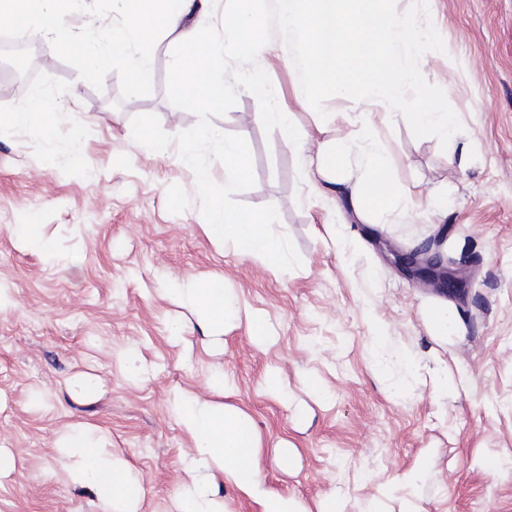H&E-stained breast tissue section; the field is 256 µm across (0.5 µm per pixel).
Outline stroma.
Masks as SVG:
<instances>
[{
    "mask_svg": "<svg viewBox=\"0 0 512 512\" xmlns=\"http://www.w3.org/2000/svg\"><path fill=\"white\" fill-rule=\"evenodd\" d=\"M283 7L267 0L257 63L282 108L309 132L313 152L323 140L352 138L360 109L348 96L305 100L302 69L283 57L291 40L278 22ZM391 7L428 38L426 50L400 58L401 67L417 68L413 111L453 113L460 136L452 143L435 129L418 130L411 117L373 109L391 148V187L405 199L390 217L361 218L343 197L311 191L281 131L257 120L253 94L238 90L235 106L211 120L250 147L256 183L237 199L276 207L275 229L302 260L283 274L204 236L196 179L179 164L177 143L159 152L133 138L138 115L157 116L173 138L198 121L168 99L169 40L147 47L154 78L136 92L125 80L126 55L87 81L78 57L42 40L23 84L0 58V113L40 93L52 114L48 125L0 135V282L16 300L0 313V448L14 457L0 476V512H98L94 493L73 487L62 470L56 443L71 428L91 430L130 464L142 488L139 512H169L190 479L183 459L191 441L167 397L182 388L209 398L204 381L216 370L235 381L229 401L261 434L267 483L304 503L336 491L346 496L345 512H358L422 459L414 493L424 512H512V472L482 466L512 459V0ZM74 142L86 158L78 169L69 157ZM11 224L42 225L60 261L23 246ZM333 224L345 226V239L330 240ZM425 245L465 258L463 296L424 288L395 266V253ZM213 276L268 317L275 345L257 349L239 327L212 351L195 317L160 293L169 280ZM440 303L458 320L443 344L424 319ZM178 316L186 328L176 341L168 322ZM381 329L388 340L379 368L372 338ZM124 345L150 366L146 380L132 379L114 358ZM402 351L439 357L456 390L436 396L428 379L395 362ZM273 369L302 401L301 379L314 375L329 402L298 419L266 393ZM81 375L97 378L94 395L71 394ZM283 441L298 450L286 466L276 458Z\"/></svg>",
    "mask_w": 512,
    "mask_h": 512,
    "instance_id": "1",
    "label": "stroma"
}]
</instances>
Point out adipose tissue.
Segmentation results:
<instances>
[{
  "label": "adipose tissue",
  "mask_w": 512,
  "mask_h": 512,
  "mask_svg": "<svg viewBox=\"0 0 512 512\" xmlns=\"http://www.w3.org/2000/svg\"><path fill=\"white\" fill-rule=\"evenodd\" d=\"M79 2L0 0V17L12 18L19 32L49 38L65 53L83 59L84 75L89 79L103 73L115 54L137 50L126 72L133 91L153 80L141 48L158 37H171L178 85L188 101L208 111L221 109L230 90L222 54L263 47L255 36L261 0H230L220 44L193 21L204 0H113L121 22L105 26L92 40L65 25ZM280 23L302 46L308 98L353 95L367 107L377 104L394 112H410L405 92L410 75L398 67L397 60L408 46H422L426 40L392 12L390 0H288ZM248 85L267 100L259 120L278 127L287 136L289 148L305 154L307 132L291 122L263 75L251 74ZM357 139L361 148L352 169L345 164L349 143L320 144L315 188L324 195L348 192L354 209L391 215L403 200L389 184L390 151L371 118H363ZM165 295L192 312L210 332L212 343H221L224 331L232 326L246 327L257 348L275 341L267 317L225 288L222 278L174 282ZM206 386L219 394V401L204 400L182 389L172 390L167 398L170 415L192 441L188 467L198 474L196 480L178 488L172 512H229L225 498L212 488L211 481L217 477L257 505L258 512H342V502L333 494L312 508L271 489L261 468L259 431L244 410L227 402L235 392L232 381L216 372L207 378ZM57 450L69 483L94 491L102 512H137L141 501L138 479L124 460L105 452L93 434L65 432ZM421 473L417 465L397 475L381 498L365 504L361 512H385L388 499L397 501L399 512H422L413 494Z\"/></svg>",
  "instance_id": "ef3b65f1"
}]
</instances>
